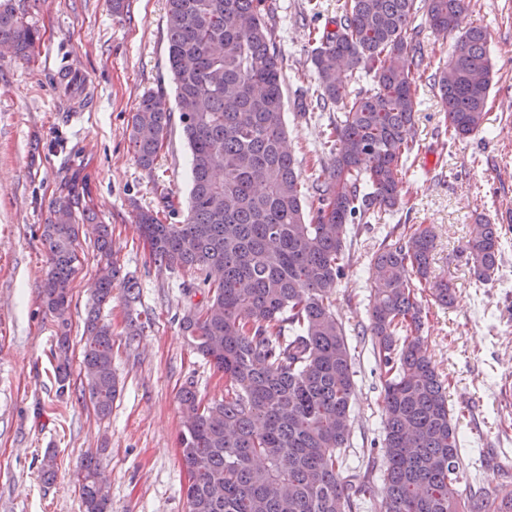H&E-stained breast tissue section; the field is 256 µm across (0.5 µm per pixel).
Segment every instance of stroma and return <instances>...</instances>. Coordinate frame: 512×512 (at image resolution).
Returning a JSON list of instances; mask_svg holds the SVG:
<instances>
[{
    "mask_svg": "<svg viewBox=\"0 0 512 512\" xmlns=\"http://www.w3.org/2000/svg\"><path fill=\"white\" fill-rule=\"evenodd\" d=\"M272 37L283 55L288 146L303 174L332 167L334 147L322 131L336 112L315 110L317 83L310 63L313 27L340 14L341 0H269ZM40 30L30 59L0 42V512H84L77 473L88 452L103 449L109 512H187V475L178 436L185 422L178 394L194 385L202 397H224V374L183 336L188 308L203 306L191 270L158 267L136 215L161 210L155 183L171 190L170 223L183 222L191 189L190 152L173 123L153 170L142 169L129 142L128 121L146 92L175 106L168 64L165 0H14ZM467 24L489 33L493 64L483 130L451 140L434 83L453 40L432 33L424 13L423 79L416 106L418 155L402 169L404 200L379 224H358L351 257L333 297L348 331L356 373L347 455L381 460L380 380L365 333L374 301L373 257L396 225H424L436 235L432 272L451 279V306L423 291L421 333L445 382L448 407L466 457L457 477L467 493L493 492L512 481V0H470ZM75 69L87 88L81 122L62 75ZM77 178L84 202L112 227V254L133 277L140 298L126 305L122 284L102 316L112 326V368L119 386L107 418L81 391L84 319L95 286V232L80 230L79 270L72 283L70 384L60 388L51 352L57 322L41 291L50 269L42 240L51 201L62 179ZM501 225L509 243L492 282L477 283L464 244L477 215ZM191 291H183V284ZM56 455V478L45 482V451Z\"/></svg>",
    "mask_w": 512,
    "mask_h": 512,
    "instance_id": "obj_1",
    "label": "stroma"
}]
</instances>
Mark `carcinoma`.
Masks as SVG:
<instances>
[{"label":"carcinoma","instance_id":"cac0c4a2","mask_svg":"<svg viewBox=\"0 0 512 512\" xmlns=\"http://www.w3.org/2000/svg\"><path fill=\"white\" fill-rule=\"evenodd\" d=\"M420 11L434 33L456 37L438 77L448 134L463 139L481 130L493 65L487 31L465 22V0H343L335 28L317 31L310 55L315 108L342 112L329 134L333 171L324 178L303 176L286 146L281 54L267 0H166L168 63L192 188L182 223L164 224L150 210L137 218L156 264L200 271L208 304L189 309L181 326L224 372L220 401H204L191 385L180 392L192 416L179 440L188 512H356L377 479L384 512H512V484L468 495L453 478L463 467L461 439L420 342L427 314L412 279L429 281L444 305L455 287L430 280L435 235L421 224L373 259L369 332L383 372L384 464L341 454L356 383L332 296L354 245L352 225L379 222L402 200L398 173L417 144L422 52L411 23ZM38 38L12 0H0V39L27 57ZM358 71L372 85L354 92ZM163 100L147 92L131 113L130 143L147 171L171 128ZM308 191L317 201L310 215ZM52 213L43 228L51 269L42 299L58 322L55 375L63 390L80 225L94 217L72 180L60 183ZM95 232V305L112 300L120 278L127 302H136V282L120 277L112 258L110 225ZM501 246V228L478 218L465 247L478 282L494 280ZM86 333L82 365L95 371L89 400L106 417L118 392L112 327L92 313ZM100 467L97 454L82 461L85 512H107V491L95 481Z\"/></svg>","mask_w":512,"mask_h":512}]
</instances>
